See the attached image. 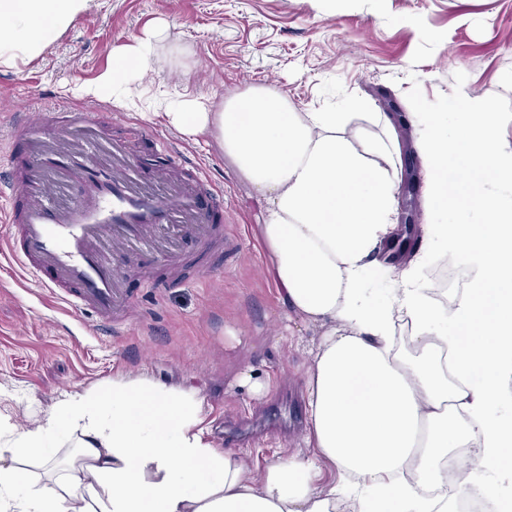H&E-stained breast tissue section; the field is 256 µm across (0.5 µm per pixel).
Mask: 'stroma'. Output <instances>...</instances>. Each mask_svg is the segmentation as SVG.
<instances>
[{"instance_id":"stroma-1","label":"stroma","mask_w":512,"mask_h":512,"mask_svg":"<svg viewBox=\"0 0 512 512\" xmlns=\"http://www.w3.org/2000/svg\"><path fill=\"white\" fill-rule=\"evenodd\" d=\"M162 23L146 96L202 97L218 110L266 88L298 112H341L352 98L376 112L382 90L404 111L439 112L452 125L454 90L466 84L499 113L512 150V0H91L41 55L0 64V155L26 153L13 140L19 114L70 108L74 124L133 137L144 177L163 169L162 138L183 154V178L202 170L224 199L217 243L204 251L186 235L182 264L114 254L128 264L129 302L111 323L64 310L0 265V413L29 426L63 394L144 376L196 388L211 441L220 424L257 427L241 449L262 468L306 448L302 347L321 330L287 326L258 231L263 206L215 141L91 94L113 55Z\"/></svg>"}]
</instances>
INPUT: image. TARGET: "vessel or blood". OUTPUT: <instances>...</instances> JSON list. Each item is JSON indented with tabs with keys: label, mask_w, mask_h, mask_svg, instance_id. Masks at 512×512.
<instances>
[{
	"label": "vessel or blood",
	"mask_w": 512,
	"mask_h": 512,
	"mask_svg": "<svg viewBox=\"0 0 512 512\" xmlns=\"http://www.w3.org/2000/svg\"><path fill=\"white\" fill-rule=\"evenodd\" d=\"M17 129L34 149L25 176L0 183V222L19 228L9 243L11 263L36 279L51 272L53 297L108 320L125 303L124 273L111 265V252L156 253L173 262L188 231L201 247L210 245L213 219L194 202L209 186L206 177L151 182L137 174L124 140H113L105 154L94 132L73 147L46 138L35 116L23 117Z\"/></svg>",
	"instance_id": "1"
}]
</instances>
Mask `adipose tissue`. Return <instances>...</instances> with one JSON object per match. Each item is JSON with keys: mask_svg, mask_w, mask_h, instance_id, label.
<instances>
[{"mask_svg": "<svg viewBox=\"0 0 512 512\" xmlns=\"http://www.w3.org/2000/svg\"><path fill=\"white\" fill-rule=\"evenodd\" d=\"M90 0H0V64L33 58L88 11ZM164 27L118 52L97 91L133 101ZM459 122L417 112L412 147L427 177L426 203L448 224L422 227L419 247L438 244L474 272L447 310L416 281L410 261L385 302L364 297L363 278L398 228L395 185L404 175L390 113L297 112L262 89L209 111L196 98L163 114L182 134H210L264 203L259 227L289 320L321 328L305 353L306 454L257 469L220 452L202 427L197 390L146 378H113L91 393H67L36 426L0 414V512H447L443 462L456 448L472 470L496 474L471 487L495 512H512V150L485 97L455 91ZM419 350H395L399 325ZM61 441L80 462L57 487L22 463L49 460ZM330 480H323V469ZM437 488L420 493L421 484Z\"/></svg>", "mask_w": 512, "mask_h": 512, "instance_id": "1", "label": "adipose tissue"}]
</instances>
